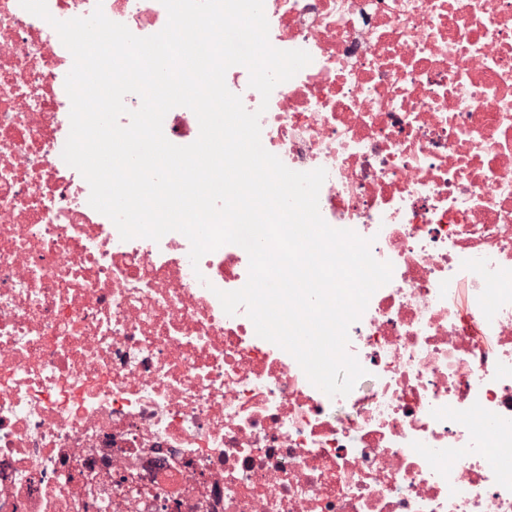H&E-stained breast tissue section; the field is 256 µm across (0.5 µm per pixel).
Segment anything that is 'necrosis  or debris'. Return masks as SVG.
I'll return each mask as SVG.
<instances>
[{
	"instance_id": "4bbe7bcc",
	"label": "necrosis or debris",
	"mask_w": 512,
	"mask_h": 512,
	"mask_svg": "<svg viewBox=\"0 0 512 512\" xmlns=\"http://www.w3.org/2000/svg\"><path fill=\"white\" fill-rule=\"evenodd\" d=\"M102 7L140 37L161 0ZM271 44L309 65L261 110L319 210L371 239L391 281L348 331L366 374L313 386L257 336L246 251L122 240L59 162L73 65L49 22L0 0V512H512V0H264ZM128 479L113 487L109 477Z\"/></svg>"
}]
</instances>
